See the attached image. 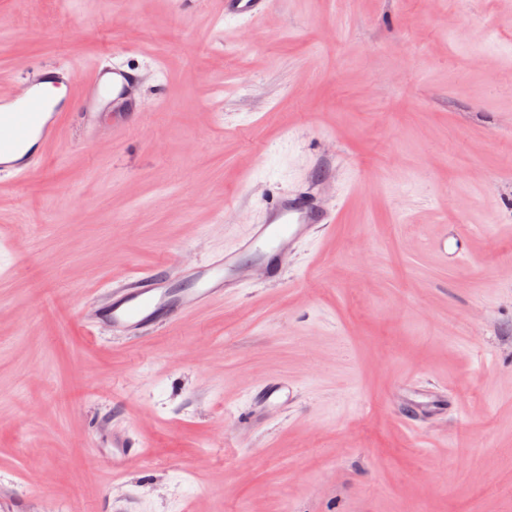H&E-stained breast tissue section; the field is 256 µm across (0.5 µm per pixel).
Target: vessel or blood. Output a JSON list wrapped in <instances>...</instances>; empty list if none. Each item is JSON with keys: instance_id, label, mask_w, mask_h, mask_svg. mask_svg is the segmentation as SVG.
I'll return each mask as SVG.
<instances>
[{"instance_id": "vessel-or-blood-1", "label": "vessel or blood", "mask_w": 512, "mask_h": 512, "mask_svg": "<svg viewBox=\"0 0 512 512\" xmlns=\"http://www.w3.org/2000/svg\"><path fill=\"white\" fill-rule=\"evenodd\" d=\"M268 5L269 0H219L218 9L226 16L256 19ZM50 78L71 84L78 73L63 66L37 72L20 94L0 107L1 171L22 176L44 167L47 151L57 141L67 116L66 108L49 109L42 97L41 85ZM137 80L131 71L96 65L86 80V97L96 102L108 98L116 106L132 104ZM336 218L335 212L310 194H283L270 206L264 223L252 225L234 251L118 280L111 297L92 311L91 318L123 336L146 334L161 318L174 320L234 295L254 275H281L289 254L313 225L332 224ZM291 393L288 380L274 378L262 385L260 398L273 409Z\"/></svg>"}]
</instances>
